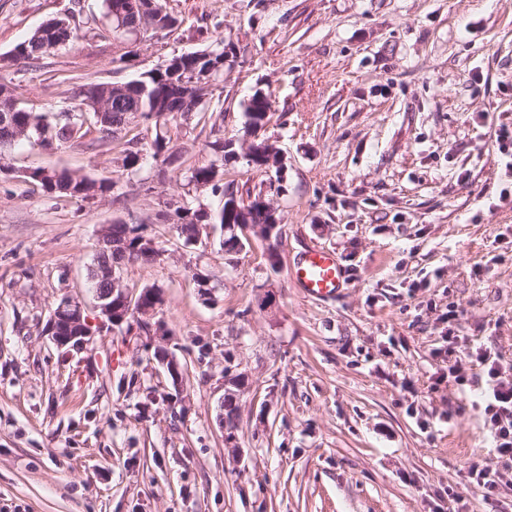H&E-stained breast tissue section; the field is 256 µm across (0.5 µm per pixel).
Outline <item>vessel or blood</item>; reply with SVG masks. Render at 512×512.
<instances>
[{"label":"vessel or blood","instance_id":"b4317fda","mask_svg":"<svg viewBox=\"0 0 512 512\" xmlns=\"http://www.w3.org/2000/svg\"><path fill=\"white\" fill-rule=\"evenodd\" d=\"M288 274L305 296L322 300L336 296L346 279L335 254L317 248L306 251L294 261Z\"/></svg>","mask_w":512,"mask_h":512}]
</instances>
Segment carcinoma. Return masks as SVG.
<instances>
[{
	"label": "carcinoma",
	"mask_w": 512,
	"mask_h": 512,
	"mask_svg": "<svg viewBox=\"0 0 512 512\" xmlns=\"http://www.w3.org/2000/svg\"><path fill=\"white\" fill-rule=\"evenodd\" d=\"M105 16L110 21L108 30L99 33L106 36L134 17H144L147 30L171 32L179 25L174 15L165 11L160 0H102ZM79 27L67 18L52 19L40 25L29 38L18 43L12 50L14 60L34 64L52 50L79 38ZM233 45L224 38L202 50L174 55L160 67L140 73L126 82L91 83L81 92L77 105L64 102L49 112H35L7 84L0 82V147H10L26 141L41 150H53L66 144H90L111 141L139 119L144 123H167L186 112H198L209 95L212 85L224 76V64ZM272 102L253 95L245 109V129L265 127ZM210 158L193 168L188 183L199 188L210 186L212 191L220 189L224 180V163L236 155L233 142L221 138L209 143ZM151 156L162 163L172 165L179 154L164 137L155 136L149 145ZM37 167L27 181L39 185L48 195L64 194L82 201L95 199L110 192L116 182L109 179L94 180L85 175ZM240 210L226 212L225 208L210 211L178 206L170 212V220L178 236L189 243L198 224H264L268 214L253 204L239 202ZM147 237L142 224H113L105 238L125 242L124 248L112 249L108 245L99 248L97 264L91 278L97 288L105 291L112 281L101 276L102 267L110 264L119 270L128 264H151L156 262L143 249L141 241Z\"/></svg>",
	"instance_id": "1"
}]
</instances>
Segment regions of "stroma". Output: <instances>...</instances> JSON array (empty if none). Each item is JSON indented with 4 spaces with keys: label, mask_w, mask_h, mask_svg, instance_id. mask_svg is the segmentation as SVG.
Instances as JSON below:
<instances>
[{
    "label": "stroma",
    "mask_w": 512,
    "mask_h": 512,
    "mask_svg": "<svg viewBox=\"0 0 512 512\" xmlns=\"http://www.w3.org/2000/svg\"><path fill=\"white\" fill-rule=\"evenodd\" d=\"M172 32L143 34L116 62L101 0H0V78L45 112L84 85L125 82L222 36L235 46L210 109L130 126L119 143L41 151L15 144L0 175V512H512V466L486 491L481 382L448 379V344L496 354L512 379V0H164ZM80 38L39 71L10 63L43 22ZM279 173L230 160L224 181L264 197L270 240L228 255L212 226L184 246L167 200L218 138L242 141L255 92ZM170 138L177 163L128 173L123 142ZM115 181L91 201L51 197L22 170ZM145 220L164 254L123 268L131 295L161 290L151 336L112 326L90 271L107 224ZM312 247L347 275L304 297L288 267ZM209 274L199 288L194 273ZM91 328L81 351L46 332L62 297ZM167 353L182 379L159 361ZM239 386L235 445L219 406Z\"/></svg>",
    "instance_id": "obj_1"
}]
</instances>
